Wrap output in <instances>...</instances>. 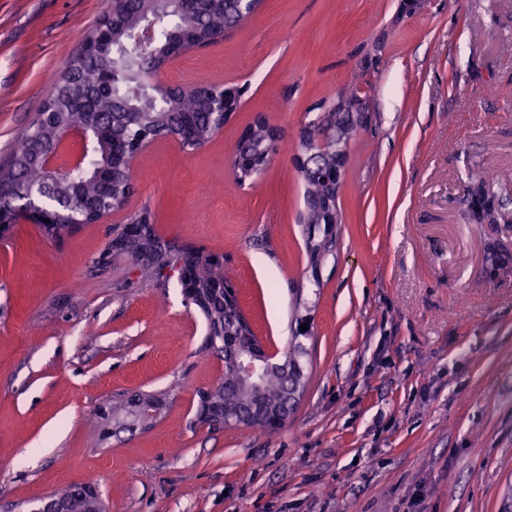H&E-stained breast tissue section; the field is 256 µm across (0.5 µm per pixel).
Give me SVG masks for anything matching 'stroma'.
<instances>
[{"instance_id":"1","label":"stroma","mask_w":512,"mask_h":512,"mask_svg":"<svg viewBox=\"0 0 512 512\" xmlns=\"http://www.w3.org/2000/svg\"><path fill=\"white\" fill-rule=\"evenodd\" d=\"M105 0H0V164ZM371 120L350 143L333 246L311 266L293 158L315 103L353 78ZM161 81L242 91L204 147L153 141L124 207L55 238L0 239V512L74 482L108 512H498L512 489V0H263ZM279 131L232 170L242 130ZM484 183L499 224L475 223ZM149 210L167 241L223 255L256 336L287 351L311 320L307 390L275 431L210 428L224 375L176 273L143 283L112 240ZM133 393L150 426L102 437ZM132 398L134 412L140 424L150 423L158 418L161 413L162 403L157 397L137 394Z\"/></svg>"}]
</instances>
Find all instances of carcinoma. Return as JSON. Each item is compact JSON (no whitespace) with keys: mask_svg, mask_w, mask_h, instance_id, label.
Wrapping results in <instances>:
<instances>
[{"mask_svg":"<svg viewBox=\"0 0 512 512\" xmlns=\"http://www.w3.org/2000/svg\"><path fill=\"white\" fill-rule=\"evenodd\" d=\"M258 8L243 10L237 0H211L196 13L182 10L177 0H112V28L101 50L93 56H77L59 75L53 90L69 80L80 86L84 108L64 109L48 97L41 111L53 116L34 120L35 128L14 144L5 165L0 167V183L23 190L44 184L45 202L56 205L75 194L87 201L112 202L117 208L126 204L135 186V173L124 161L120 149L135 137L183 139L181 147L197 150L215 135V125L206 93L197 87L164 86L150 79L170 54L185 53L207 40L237 26ZM358 85L322 101L316 116L303 126L299 138H309L324 129L322 116L336 110L369 109V98L359 99ZM88 123L95 128L94 144L84 168L73 177L46 184L48 178L37 162L34 146L48 144L60 124ZM244 150L259 159L273 151V143L259 128L248 138ZM308 208L305 221L318 227L325 223L323 213L336 208L330 187L316 175L302 177ZM471 202L483 220L492 215L493 200L471 190ZM122 253L130 256L144 282L168 268L187 269L192 274L195 293L192 303L207 325L204 348L224 358V379L214 388L199 394V403L229 409L246 419L245 426L268 427L263 408L293 410L305 390V375L300 362L303 345L296 342L272 368L254 379L239 377L233 366V350L249 348L256 336L242 323L232 304H224V288L231 281L224 270V256L200 249L178 246L160 239L151 214L143 210L123 228ZM307 248L311 266L318 265L329 249L327 238L309 236ZM130 406L124 400L112 402L96 415L97 421L118 423L129 417Z\"/></svg>","mask_w":512,"mask_h":512,"instance_id":"cac0c4a2","label":"carcinoma"}]
</instances>
